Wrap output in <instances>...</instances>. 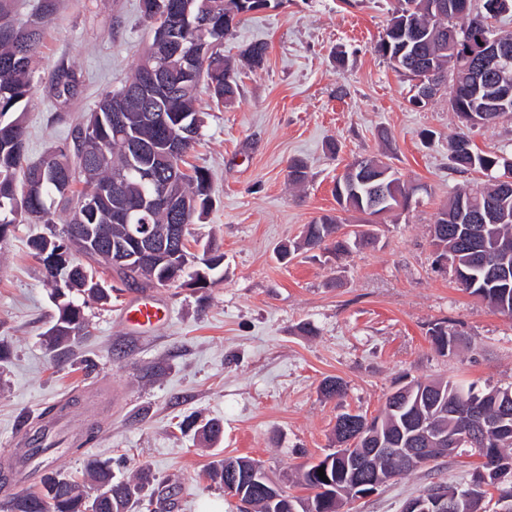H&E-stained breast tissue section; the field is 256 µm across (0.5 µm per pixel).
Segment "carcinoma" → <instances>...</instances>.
<instances>
[{"label": "carcinoma", "mask_w": 512, "mask_h": 512, "mask_svg": "<svg viewBox=\"0 0 512 512\" xmlns=\"http://www.w3.org/2000/svg\"><path fill=\"white\" fill-rule=\"evenodd\" d=\"M59 0H40L39 12L35 19L18 23L12 29H0V185L8 191L0 193V242L7 237L8 227L27 219L45 224L52 223L53 207L60 198L55 182L61 177L70 180V196L64 198L67 206L75 201L94 200L97 205L96 224L108 226L114 238L124 235L125 224L112 221V218L125 209L126 203L141 195L143 191L159 193L166 177L159 175L155 183L143 181L141 175L127 170V138L150 142L156 146L163 138L159 127L145 119L144 111L129 106L124 109L127 133L124 135L112 130V100L118 93H107L98 103L90 117L76 125L70 134V140L57 146L41 159L29 162L26 158V131L21 105L29 97L33 87L32 61L37 53L42 27L46 20L58 10ZM181 8L189 7V19L175 26L174 37L184 47L192 49L202 44L219 45L217 51L196 53L193 64L198 80L186 88L173 90L165 101V111L182 112L196 122L194 135L186 145L190 150L198 141L202 119L196 108L200 87L210 90V96L225 106L233 104L239 95L238 68L244 64L250 68L259 66L265 59L267 45L255 42L240 53L239 59L224 55V39L232 31L224 28V12L212 15L207 29L197 26L203 0H166ZM413 8L408 16L416 33L403 36L409 42L406 56L410 63L406 71L412 73L418 68L417 51L422 49L433 57L440 72L441 84L451 83L449 101H463L470 110L477 111L487 100L497 93L492 80L484 82L480 89L470 90L467 79L448 80L445 66L448 55L441 53L442 43L448 41V27L452 26L463 33L471 30V21L461 19L454 23L448 15L438 16L428 12V0H403ZM165 66L181 71L185 65L183 56L174 55L166 47L151 41L148 50L135 70L139 74L149 67ZM79 79L75 71L61 66L51 75V84L58 98L72 95L73 87ZM15 114L10 121L1 117ZM473 155L450 156L452 168L460 173L479 171L489 177L488 182L472 185L456 191L437 214L435 224L431 226L436 239L448 247V258L457 264V268L469 275L462 287L470 294L486 301L496 311L512 316V196L500 197L497 180L501 177L512 178V155L502 150L485 152L472 149ZM184 155L175 158L173 168L180 180L183 195L196 197L200 202L196 216L201 218L212 207L211 183L207 171L194 170L189 175L181 170ZM119 182L123 186L119 195H99L104 184ZM386 189L391 204L399 205L410 193L400 178H388ZM374 184H360L353 192L336 196V201L347 211L359 212L374 217L377 211L372 209L371 199ZM468 202L472 211L482 212L494 202L499 205L501 217L494 224H455L453 216L457 214L460 202ZM74 221H69L65 235H50L53 248L68 255L77 251L87 264L69 262L65 272L64 286L57 285L56 275L48 273V279L54 284L52 295L65 296L56 304L58 317L48 331L49 344L56 350L66 349L72 339L80 335L88 326L84 313L90 301L105 305L112 295L100 289H92L87 283L92 281L93 265L102 268L108 266V244L101 241L100 247L88 252L80 247L78 239L72 237ZM375 242L370 231L344 232V225L335 216L323 215L306 225L300 239L290 243L291 257L315 250L333 251L345 254L351 247L368 246ZM115 273L128 282L146 285L169 286L175 282L163 274L156 279L141 278L134 267L117 269ZM82 296L77 300L76 296ZM436 348L442 353H451L456 346V337L448 334L443 326L436 323L429 329ZM346 385L339 377H328L320 384V392L326 398H342ZM476 409L484 426L477 444H463L471 447L480 462L473 468L474 479L456 487L462 497L448 507V512H489L494 499L493 491L512 494V488L502 489V485L512 479V386L493 387L480 391L470 385L465 387L452 381L422 382L411 380L392 392L385 402L382 413L373 417L374 428L360 430L357 419L363 414L343 412L336 416L333 435L340 446L356 441L358 448H425V439L417 438L416 433L425 425L437 433H453L458 427V413ZM35 447L29 458L51 453L56 442L51 440L50 430L37 427L32 439ZM234 464L237 468L256 460L247 456L221 459L208 471V478L225 487V492L242 494L256 512H339L346 491L373 483L379 487L388 483L390 475L406 473L398 459L392 455L378 457L370 470H356L345 465L343 459L332 452L317 462L304 466L298 479L301 486L311 491L305 497L292 496L257 468V476L246 481L233 475H224L225 464ZM324 468L326 479H320L318 469ZM86 470L96 494H89L60 472L46 470L41 475L40 487L36 491L10 492L0 504V512H132L140 501L142 482L148 479L143 474L136 482L112 481V468L107 460L91 459Z\"/></svg>", "instance_id": "cac0c4a2"}]
</instances>
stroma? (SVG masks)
<instances>
[{"label":"stroma","instance_id":"stroma-1","mask_svg":"<svg viewBox=\"0 0 512 512\" xmlns=\"http://www.w3.org/2000/svg\"><path fill=\"white\" fill-rule=\"evenodd\" d=\"M394 0H273L242 21L224 51L268 46L262 67L244 70L234 105L201 92V136L188 166L212 175L213 205L191 238L224 254L223 279L211 288H141L113 280L112 300L89 303L90 326L71 353L55 359L45 334L57 318L41 260L29 238L46 224L15 225L0 245V475L29 454L21 418L65 407L53 456L62 475L86 484L88 459L112 462L118 480L148 471L140 512H203L207 502L238 512L239 502L207 469L228 456L259 460L294 496L291 475L333 446L337 414L377 415L411 379L453 380L482 390L512 384V317L440 272L430 241L439 209L459 187L483 181L452 170L448 141L458 130L449 88L424 107L410 103L414 83L376 50ZM152 39L140 0H60L34 58L35 85L24 109L26 154L38 160L64 143L76 118L130 78ZM79 76L76 94L56 100L59 65ZM382 157L405 184L423 186L408 211L384 215L376 244L343 257L318 252L288 264L281 244L299 239L324 215L346 227L336 179L360 157ZM308 170L289 188L291 161ZM149 296L167 308L149 332L128 327L123 308ZM458 336L440 354L433 324ZM328 377L346 384L343 399L319 391ZM220 419L224 432L205 443L193 424ZM466 455L446 457L395 477L341 512H402L435 483L469 482Z\"/></svg>","mask_w":512,"mask_h":512}]
</instances>
